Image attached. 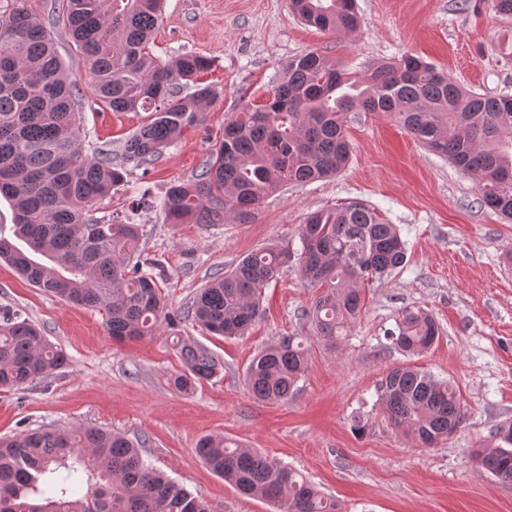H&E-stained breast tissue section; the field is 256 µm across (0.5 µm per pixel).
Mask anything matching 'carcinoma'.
Returning a JSON list of instances; mask_svg holds the SVG:
<instances>
[{
  "label": "carcinoma",
  "mask_w": 512,
  "mask_h": 512,
  "mask_svg": "<svg viewBox=\"0 0 512 512\" xmlns=\"http://www.w3.org/2000/svg\"><path fill=\"white\" fill-rule=\"evenodd\" d=\"M29 0H13L0 17V196L14 211L13 236L0 233V260L33 286L67 302L98 309L112 337L152 335L165 313L156 278L141 267L140 225L93 205L125 182L112 150L83 154L81 88L68 75L51 31L35 22ZM305 24L352 31L355 0H288ZM92 75V91L115 112H149L124 141V158L152 164L188 127L203 123L220 92L196 82L208 60L186 52L161 63L147 45L161 20V0H54ZM193 91L181 95L188 85ZM381 112L416 141L450 159L478 184L481 205L512 218V96L465 91L421 56L407 53L373 67L366 79L312 50L288 62L263 103L224 126L205 170L168 188L161 208L169 224L248 223L263 200L291 183L337 174L350 156L344 114ZM299 271L320 294L309 316L320 337L334 340L363 308L361 284L404 266L405 242L395 224L361 201L320 209L301 227ZM288 251L265 247L216 272L186 316L217 336L244 335L260 315L261 293L288 264ZM436 320L405 308L385 330L403 353L419 355L439 339ZM185 370L172 375L182 392L216 376L221 363L204 346L184 343ZM67 361L43 332L0 308V388L48 377ZM307 370L302 342L284 336L252 359L245 384L259 403L284 402ZM385 420L425 448L452 435L464 420L455 386L409 365L381 379ZM500 444L477 448L486 472L512 480V423ZM197 455L241 494L266 499L279 512H338L300 472L219 435L201 438ZM0 512H209L204 497L159 472L127 438L97 427L31 430L0 437Z\"/></svg>",
  "instance_id": "obj_1"
}]
</instances>
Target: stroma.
<instances>
[{"label": "stroma", "instance_id": "stroma-1", "mask_svg": "<svg viewBox=\"0 0 512 512\" xmlns=\"http://www.w3.org/2000/svg\"><path fill=\"white\" fill-rule=\"evenodd\" d=\"M361 25L324 33L293 16L288 0H164L151 50L167 62L191 51L211 66L200 84L218 88L203 124L187 129L151 166L129 162L123 186L96 213L128 215L141 226L142 258L174 317L154 335L112 338L102 312L74 306L31 285L0 262V308L17 311L66 354V366L19 390H0V436L36 428L96 426L138 442L153 466L201 493L210 512H275L242 497L195 453L198 439L221 435L302 472L339 503L340 512H512V481L478 469L471 452L493 446L492 433L512 421V221L480 205L474 180L427 151L386 115L350 112L351 156L335 177L289 184L269 196L246 224H169L161 201L174 183L206 166L224 126L247 103H261L291 59L326 52L364 77L373 65L406 53L425 57L460 86L512 95V18L492 0H356ZM55 46L82 89L84 153L98 146L121 161L125 137L149 119L115 112L91 90L83 56L64 24ZM351 200L397 225L407 246L404 267L366 283L361 318L336 341L320 338L306 312L316 289L289 264L262 293L263 312L245 335L224 339L186 319L210 274L231 269L269 245L299 253L311 211ZM433 315L440 338L415 365L451 381L465 421L435 447L417 446L387 425L376 387L403 355L384 335L402 308ZM284 336L302 340L308 368L288 401L255 402L244 384L253 356ZM206 346L221 372L187 392L168 384L184 365L179 347ZM368 427L357 433L353 415Z\"/></svg>", "mask_w": 512, "mask_h": 512}]
</instances>
